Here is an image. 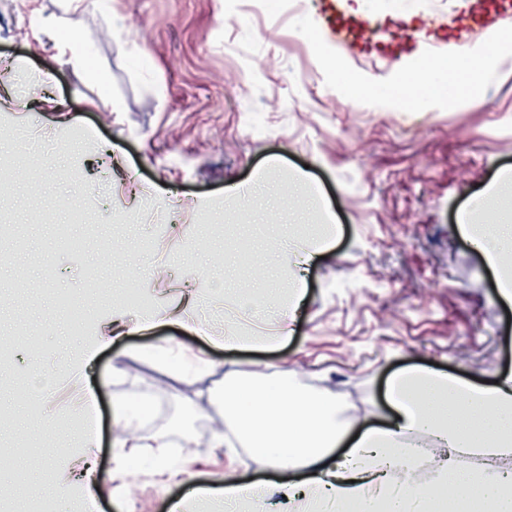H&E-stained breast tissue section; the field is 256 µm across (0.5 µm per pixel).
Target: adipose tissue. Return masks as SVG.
<instances>
[{
    "label": "adipose tissue",
    "mask_w": 512,
    "mask_h": 512,
    "mask_svg": "<svg viewBox=\"0 0 512 512\" xmlns=\"http://www.w3.org/2000/svg\"><path fill=\"white\" fill-rule=\"evenodd\" d=\"M86 0H65V14L48 25L58 54L66 62L90 68L77 37L76 13ZM512 60V34L501 35L474 57L450 59V71L466 75L459 99L474 100L481 83ZM474 203L463 216L461 232L480 250L497 276L501 298L512 303V224L481 216ZM396 411L384 427H360L343 419L337 396L326 392L294 391L287 383L224 387L218 404L234 433L252 454L268 459L276 469L302 472L300 480L279 485L291 512H319L321 503L336 512H512V475L498 464L512 453V370L490 387L474 385L422 365L396 372L387 389ZM119 428L113 439L112 479L123 481L137 448L157 449L155 476L178 478L184 463L170 460L164 437L136 434L123 403L113 405ZM429 443L448 454L430 470L426 485L414 481L415 445ZM345 448L336 462V448ZM478 453L487 466L472 471L460 455ZM373 483V497L363 494ZM273 490L242 480L236 470L225 471L212 486H194L174 502L170 512H186L195 499H221L238 512L248 504L263 512Z\"/></svg>",
    "instance_id": "obj_1"
}]
</instances>
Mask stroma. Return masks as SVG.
Returning a JSON list of instances; mask_svg holds the SVG:
<instances>
[{"label": "stroma", "instance_id": "stroma-1", "mask_svg": "<svg viewBox=\"0 0 512 512\" xmlns=\"http://www.w3.org/2000/svg\"><path fill=\"white\" fill-rule=\"evenodd\" d=\"M249 0H98L80 35L109 79L115 112L98 86L60 61L33 30L61 16L63 0H0V512H29L36 499L71 512L79 484L61 485L84 454L82 435L43 420L88 396L95 407L99 477L110 483L112 404L150 401L146 435L178 441L184 474L163 484L150 449L97 512H168L187 485L235 465L246 480L283 475L228 433L215 403L223 384L282 380L338 395L344 417L389 424L390 376L427 364L494 384L512 369V305L503 303L481 254L461 233L460 213L499 176L512 174V62L478 102L453 95L423 111L381 98L347 96L349 80L383 88L421 65L484 48L457 44L428 25L431 13H486L484 0H385L365 14L384 41L348 52L312 23L314 0L293 20L259 22ZM50 83H42L45 73ZM264 121L251 128L250 115ZM306 173L318 195L307 221L330 216L335 241L304 275L293 333L274 339L270 311L240 314L256 289L278 298L290 283L274 262L303 230L287 215L231 195L235 185L292 186ZM107 254L94 266L90 257ZM143 297L135 314L158 313L196 295L192 313L216 332L242 326L252 341L227 350L179 326L155 323L107 346L103 323L127 312L123 287ZM179 337L205 350L223 375L192 374L161 395L162 373L140 351ZM226 434L223 447L214 432Z\"/></svg>", "mask_w": 512, "mask_h": 512}]
</instances>
